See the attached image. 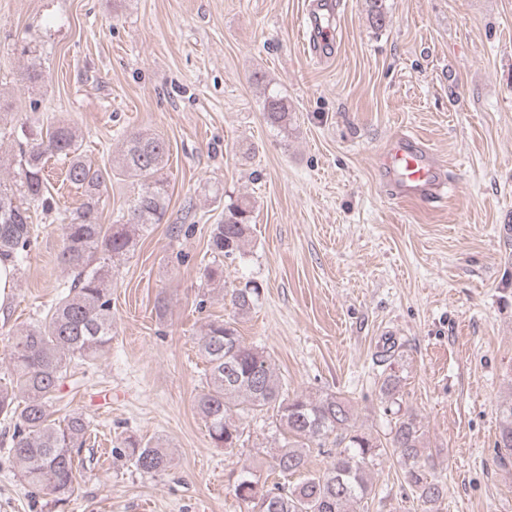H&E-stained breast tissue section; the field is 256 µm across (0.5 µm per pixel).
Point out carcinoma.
I'll list each match as a JSON object with an SVG mask.
<instances>
[{"label":"carcinoma","instance_id":"cac0c4a2","mask_svg":"<svg viewBox=\"0 0 512 512\" xmlns=\"http://www.w3.org/2000/svg\"><path fill=\"white\" fill-rule=\"evenodd\" d=\"M372 26L386 24L382 0H369ZM251 79L264 87L266 123L288 132V101L269 88L266 73L256 70ZM13 137L18 151L0 167L12 170L10 183L0 182V257L11 259L20 270L35 233L30 213L56 211L61 226L57 259L71 281L42 318L11 334L7 359L12 384L0 386V419L12 426L9 453L19 464L23 480L33 489L62 500L78 485L80 448L90 428L86 414L74 410L61 421L51 418V407L62 387L74 376L78 364L93 366L112 349L110 286L112 263L128 256L136 245L135 234L162 224L169 206L163 170L169 150L164 140L133 133L125 137L117 164L100 168L84 159L79 135L66 122H40L27 117L20 125L0 126V139ZM56 157L67 165L70 183L83 189L85 200L70 210L57 206L44 175V160ZM129 177L137 192L125 212L110 224L101 223L100 203L112 178ZM252 201L243 196L224 205V216L209 238L211 261L204 266L205 286L224 280V260L244 255L252 238ZM261 296L260 286L249 283L235 288L230 303L238 315L248 312ZM205 360V386L197 394L195 408L207 425L216 448H235L243 432L238 420L244 415H266L279 432L272 469L285 478L264 489L246 468L235 486L236 495L253 504L252 512H355L374 494L371 472L385 449H392L408 484L425 512H434L444 496L443 485L429 477L425 457V431L409 413L395 418L389 437L381 440L356 428L351 406L336 394L317 397L289 395L270 356L246 342L234 321H213L198 338ZM384 411L398 404L400 376L380 377ZM501 427L497 447L501 456H512V403L499 408ZM332 441L329 467L307 472L309 449ZM124 453L146 473L161 472L170 455L159 442L128 437ZM303 475L297 483L287 481Z\"/></svg>","mask_w":512,"mask_h":512}]
</instances>
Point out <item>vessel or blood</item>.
<instances>
[{"label":"vessel or blood","instance_id":"1","mask_svg":"<svg viewBox=\"0 0 512 512\" xmlns=\"http://www.w3.org/2000/svg\"><path fill=\"white\" fill-rule=\"evenodd\" d=\"M335 0H310L302 20V30L313 58L324 60L335 51L331 32V15ZM380 167L385 182L394 186L400 198L440 195L443 184L441 168L433 154L414 136L403 135L393 140L384 153Z\"/></svg>","mask_w":512,"mask_h":512}]
</instances>
